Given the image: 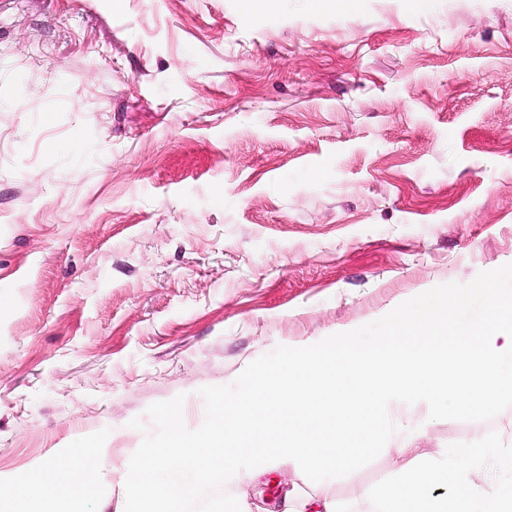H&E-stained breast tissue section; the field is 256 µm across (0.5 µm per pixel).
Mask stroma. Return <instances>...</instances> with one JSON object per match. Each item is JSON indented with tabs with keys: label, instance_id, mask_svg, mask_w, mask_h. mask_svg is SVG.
<instances>
[{
	"label": "stroma",
	"instance_id": "obj_1",
	"mask_svg": "<svg viewBox=\"0 0 512 512\" xmlns=\"http://www.w3.org/2000/svg\"><path fill=\"white\" fill-rule=\"evenodd\" d=\"M512 263V0H0V473ZM420 460L497 432L432 420ZM388 452L268 464L241 512H373Z\"/></svg>",
	"mask_w": 512,
	"mask_h": 512
}]
</instances>
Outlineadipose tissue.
Wrapping results in <instances>:
<instances>
[{
	"label": "adipose tissue",
	"mask_w": 512,
	"mask_h": 512,
	"mask_svg": "<svg viewBox=\"0 0 512 512\" xmlns=\"http://www.w3.org/2000/svg\"><path fill=\"white\" fill-rule=\"evenodd\" d=\"M108 448L88 437L53 460L30 467L22 478L0 475V512H84L101 489Z\"/></svg>",
	"instance_id": "obj_1"
}]
</instances>
